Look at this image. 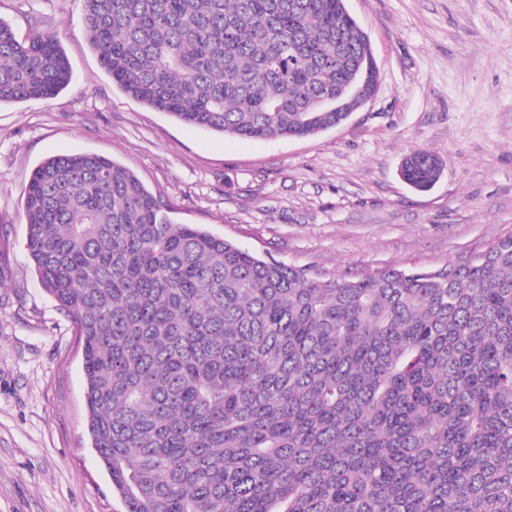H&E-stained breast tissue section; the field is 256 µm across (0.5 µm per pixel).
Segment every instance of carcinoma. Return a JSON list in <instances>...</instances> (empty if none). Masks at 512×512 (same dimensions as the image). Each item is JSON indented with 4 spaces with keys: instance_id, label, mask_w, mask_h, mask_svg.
<instances>
[{
    "instance_id": "1",
    "label": "carcinoma",
    "mask_w": 512,
    "mask_h": 512,
    "mask_svg": "<svg viewBox=\"0 0 512 512\" xmlns=\"http://www.w3.org/2000/svg\"><path fill=\"white\" fill-rule=\"evenodd\" d=\"M131 99L249 139L359 108L380 73L345 0H82ZM61 34L0 20V104L71 82ZM443 163L414 150L418 191ZM25 250L83 340L92 445L126 512H512V235L436 271L327 275L200 229L129 168L53 156Z\"/></svg>"
}]
</instances>
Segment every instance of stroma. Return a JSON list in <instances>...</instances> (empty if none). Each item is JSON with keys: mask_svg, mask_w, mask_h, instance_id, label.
<instances>
[{"mask_svg": "<svg viewBox=\"0 0 512 512\" xmlns=\"http://www.w3.org/2000/svg\"><path fill=\"white\" fill-rule=\"evenodd\" d=\"M381 72L341 126L246 140L182 124L123 94L84 31L82 0H0L24 38L62 35L68 88L0 104V512H126L91 446L82 346L25 248L23 190L60 154L131 169L173 218L327 274L434 271L512 234V0H346ZM444 163L417 192L405 155Z\"/></svg>", "mask_w": 512, "mask_h": 512, "instance_id": "1", "label": "stroma"}]
</instances>
